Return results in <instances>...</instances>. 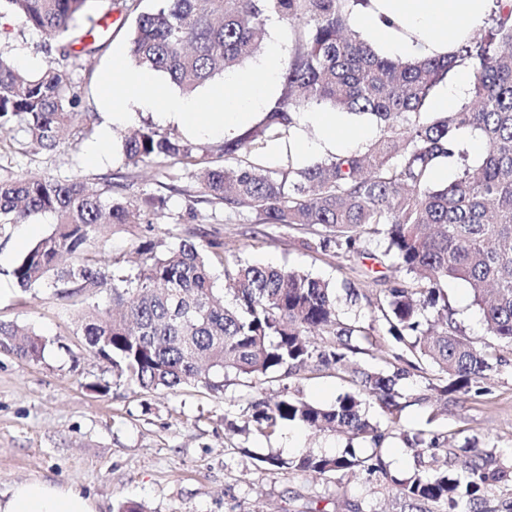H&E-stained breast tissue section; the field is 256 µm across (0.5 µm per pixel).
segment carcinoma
<instances>
[{
  "instance_id": "obj_1",
  "label": "carcinoma",
  "mask_w": 512,
  "mask_h": 512,
  "mask_svg": "<svg viewBox=\"0 0 512 512\" xmlns=\"http://www.w3.org/2000/svg\"><path fill=\"white\" fill-rule=\"evenodd\" d=\"M89 2L0 0V16L16 15L56 41L58 59L38 74L0 56V128L20 124L40 150L57 149L76 123L91 120L79 111L81 92L67 67L70 59L104 52L112 43L105 33L74 49L83 42L78 23ZM142 2L109 0V10L131 19L130 56L188 94L254 56L267 39L268 22L295 27L280 96L257 124L224 142V157L236 164L215 165L178 134L146 127L121 138L125 165L170 160L177 169L168 178L193 179L211 204L254 210L264 224L306 227L310 237L303 245L311 251L333 245L354 253L363 236L382 237L385 255L403 273L377 301L387 326L383 352L394 370L348 369L360 352L354 340L370 341L371 331L357 317L340 319L338 289L286 268L231 266L219 243L210 255L190 241L162 252L145 243L134 275L100 265L93 254L105 252L102 228L139 224L165 204L163 197L137 204L116 196L120 184L110 181L93 188L52 176L0 180V227L45 214L55 218L51 233L14 268L17 285L24 292L50 288L61 297L107 293L110 306L84 313L79 330L90 352L112 366L113 381L144 390L200 385L219 393L230 374L263 381L313 363L349 371L357 391L333 404L319 406L284 391L274 401L251 404V421L262 433L297 421L374 445L366 457L348 448L337 456L269 458L271 466L315 476L357 469L387 474L381 456L386 433L367 417L366 404L377 403L396 424L405 408L400 382L424 373L422 364L431 369L428 389L445 401L481 394L479 381L492 369L487 351L462 336L443 285L467 283L488 331L512 345V5L496 0L488 27L451 55L401 60L377 54L356 30V12L368 0H153L149 8ZM461 65L471 72L469 104L431 115L434 89ZM323 104L373 116L379 138L363 152L302 168L269 169L241 159L258 142L288 134L297 125L293 114ZM463 127L482 136V161L437 185L434 171ZM215 259L224 266L230 303L214 288ZM45 348L35 331L0 322L1 350L38 362ZM399 437L411 450L440 448L439 437L427 439L404 425ZM471 445L473 455L459 460L460 476L448 473L445 459L431 476L391 479L408 512H482L484 492L512 482V465Z\"/></svg>"
}]
</instances>
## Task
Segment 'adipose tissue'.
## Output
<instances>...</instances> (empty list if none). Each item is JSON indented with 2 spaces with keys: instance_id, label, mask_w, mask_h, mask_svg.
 Listing matches in <instances>:
<instances>
[{
  "instance_id": "adipose-tissue-1",
  "label": "adipose tissue",
  "mask_w": 512,
  "mask_h": 512,
  "mask_svg": "<svg viewBox=\"0 0 512 512\" xmlns=\"http://www.w3.org/2000/svg\"><path fill=\"white\" fill-rule=\"evenodd\" d=\"M494 0H369L356 16V25L379 54L394 58L424 59L454 53L458 45L485 23ZM280 66V51L271 48L257 67L227 74L204 104L168 95L147 69H120L107 74L105 84L121 94L113 100L111 122L124 124L128 104L162 105L166 117L192 133L226 135L254 121L269 94ZM307 120L319 127L323 139L299 143L296 154L306 160L331 148L350 153L354 139H368L372 129H350L335 113L310 112ZM0 512H98L95 502L73 486L47 480L21 482L0 492Z\"/></svg>"
}]
</instances>
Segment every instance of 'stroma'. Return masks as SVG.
Wrapping results in <instances>:
<instances>
[{
  "label": "stroma",
  "instance_id": "1",
  "mask_svg": "<svg viewBox=\"0 0 512 512\" xmlns=\"http://www.w3.org/2000/svg\"><path fill=\"white\" fill-rule=\"evenodd\" d=\"M95 19L113 28L111 47L100 55L71 61L73 81L83 90L82 109L94 113L90 125L76 126L69 143L44 152L27 142L19 125L0 132V179L55 175L80 179L96 186L113 180L130 200L162 196L166 205L151 223L132 224L112 232L105 257L136 272L135 251L144 242L160 249L189 240L201 246L224 245L228 260L269 264L299 271L337 287L367 289L371 304L352 306L341 301L339 316L359 317L373 328L372 343L354 361L362 369H382L380 347L386 326L375 306L393 279L384 264L382 237L363 239L362 252L345 255L335 249L312 252L303 248V227L265 224L250 209L231 212L200 201V188L183 179L171 190L166 177L169 161L136 167L125 165L119 136L127 128L152 126L176 132L208 150L223 164L220 137H201L178 123L162 119L153 109L135 108L127 125L110 122L112 92L103 86L106 73L130 65L127 33L120 30L107 0H92ZM56 44L17 17L0 18V52L19 68L39 72L56 56ZM102 145L98 163L86 160L87 150ZM53 227L51 216L35 226L11 224L0 228V321L27 326L46 341L42 360L28 362L0 351V492L16 482L48 479L62 486H81L98 504L99 512H113L118 501L145 503L150 512H394L393 478L418 473L432 475L429 449L414 452L397 436L383 444L386 475L365 472L315 477L266 464L269 456L291 460L304 454L357 455L372 452L370 442L347 435L317 433L299 423L281 426L265 435L244 430V414L252 402L280 391L290 397L328 405L350 391L349 376L335 366L313 365L290 375L277 374L261 383L245 376L224 380L222 393L201 386L146 392L137 386L113 384L112 368L90 353L77 328L89 301L107 305L106 294L95 299L78 295L61 298L47 288L21 292L13 270L21 256ZM448 303L464 337L494 356L481 379L482 396L441 402L428 397L424 378L402 382L407 427L447 438L462 447L468 440L501 448L503 462L512 461V347L487 332L465 282L447 285ZM109 382L108 392L95 386Z\"/></svg>",
  "mask_w": 512,
  "mask_h": 512
}]
</instances>
